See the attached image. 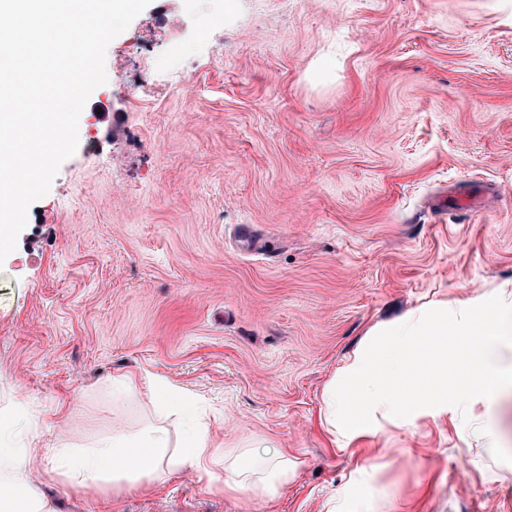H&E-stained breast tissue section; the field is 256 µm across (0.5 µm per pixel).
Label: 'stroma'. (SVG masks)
I'll return each instance as SVG.
<instances>
[{
  "label": "stroma",
  "mask_w": 512,
  "mask_h": 512,
  "mask_svg": "<svg viewBox=\"0 0 512 512\" xmlns=\"http://www.w3.org/2000/svg\"><path fill=\"white\" fill-rule=\"evenodd\" d=\"M106 74L0 263V406L87 446L150 413L113 374L164 376L217 484L77 494L38 461L60 512H512V387L320 424L368 333L512 305V0H152ZM244 448L294 462L277 497L219 489Z\"/></svg>",
  "instance_id": "obj_1"
}]
</instances>
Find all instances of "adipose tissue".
I'll use <instances>...</instances> for the list:
<instances>
[{
	"instance_id": "1",
	"label": "adipose tissue",
	"mask_w": 512,
	"mask_h": 512,
	"mask_svg": "<svg viewBox=\"0 0 512 512\" xmlns=\"http://www.w3.org/2000/svg\"><path fill=\"white\" fill-rule=\"evenodd\" d=\"M153 421L137 431H113L93 446L42 445L38 422H22L0 409V512H58L32 480L34 447L50 462V478L62 479L74 492L111 486L117 493L142 492L185 469L212 482L210 428L189 411L190 397L160 375L145 377ZM287 457H254L248 464H224V489L275 497L291 479Z\"/></svg>"
}]
</instances>
